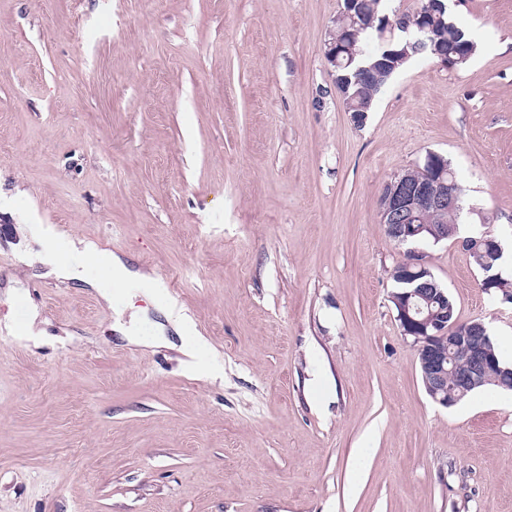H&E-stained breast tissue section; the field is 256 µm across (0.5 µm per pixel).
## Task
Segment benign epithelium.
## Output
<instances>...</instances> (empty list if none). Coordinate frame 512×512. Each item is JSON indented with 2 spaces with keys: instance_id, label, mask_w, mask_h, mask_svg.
I'll use <instances>...</instances> for the list:
<instances>
[{
  "instance_id": "1",
  "label": "benign epithelium",
  "mask_w": 512,
  "mask_h": 512,
  "mask_svg": "<svg viewBox=\"0 0 512 512\" xmlns=\"http://www.w3.org/2000/svg\"><path fill=\"white\" fill-rule=\"evenodd\" d=\"M459 193L448 169L416 176L407 169L387 182L379 197V220L387 234L403 244L412 242L404 259L398 263L401 280L408 288L396 300V315L404 335L412 339L417 360L426 377V392L443 407L456 405L471 389L492 380L512 389V367L498 365L487 327L479 320L461 327L448 324L442 310L424 312L422 303L444 304L448 290L434 278L422 244L416 219L440 215L457 205ZM448 337V348L436 346V341ZM467 352V363L456 365L454 353ZM496 378L488 377L490 368Z\"/></svg>"
}]
</instances>
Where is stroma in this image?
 Returning <instances> with one entry per match:
<instances>
[{
    "label": "stroma",
    "mask_w": 512,
    "mask_h": 512,
    "mask_svg": "<svg viewBox=\"0 0 512 512\" xmlns=\"http://www.w3.org/2000/svg\"><path fill=\"white\" fill-rule=\"evenodd\" d=\"M342 5L0 0V512H512V393L427 395L378 214L441 154L512 281V0H450L479 52L412 60L362 115L324 55ZM34 224L173 278L197 356L19 264ZM426 252L512 357V303ZM123 305L161 319L139 284Z\"/></svg>",
    "instance_id": "1"
}]
</instances>
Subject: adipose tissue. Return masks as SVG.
Instances as JSON below:
<instances>
[{"label": "adipose tissue", "mask_w": 512, "mask_h": 512, "mask_svg": "<svg viewBox=\"0 0 512 512\" xmlns=\"http://www.w3.org/2000/svg\"><path fill=\"white\" fill-rule=\"evenodd\" d=\"M46 244L38 255L40 264L49 268L50 272L57 276L89 283L95 288L102 300L114 307L116 321L113 325L114 332L121 334L123 338H134L136 344L151 347L157 342L153 336L132 337L131 330L122 320L123 308H120L121 289L124 285L134 281H144L145 273L132 269L126 261L111 251L101 249L91 241L71 240L66 244L65 251H58L55 246L53 233H46ZM77 253L82 257L81 263L72 264L67 260L68 254ZM96 270V277H89V270Z\"/></svg>", "instance_id": "adipose-tissue-1"}]
</instances>
